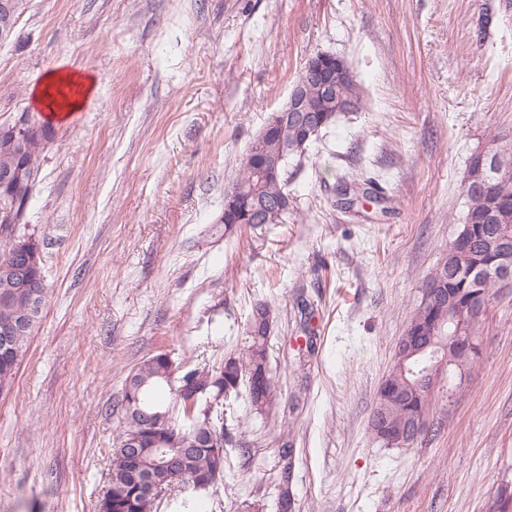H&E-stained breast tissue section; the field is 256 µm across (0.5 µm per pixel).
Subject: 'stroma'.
<instances>
[{
    "label": "stroma",
    "instance_id": "35a3bbf8",
    "mask_svg": "<svg viewBox=\"0 0 512 512\" xmlns=\"http://www.w3.org/2000/svg\"><path fill=\"white\" fill-rule=\"evenodd\" d=\"M321 51L347 61L362 109L289 161L287 223L225 235V188ZM58 65L96 89L55 123L17 227L42 245L48 297L0 394V512H97L131 369L161 348L242 353L262 301L280 404L240 407L250 452H232L223 483L186 489L198 512L248 496L277 512L285 432L295 512H497L512 496V288L456 396L435 392L437 431L393 447L369 422L463 222L471 157L512 144V0H26L0 41V125L35 111L32 87ZM347 173L377 178L387 204L330 207ZM310 329L320 347L302 360Z\"/></svg>",
    "mask_w": 512,
    "mask_h": 512
}]
</instances>
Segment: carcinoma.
<instances>
[{"label":"carcinoma","mask_w":512,"mask_h":512,"mask_svg":"<svg viewBox=\"0 0 512 512\" xmlns=\"http://www.w3.org/2000/svg\"><path fill=\"white\" fill-rule=\"evenodd\" d=\"M24 11L23 0H0V29L13 31L19 16ZM308 94L312 106L320 109L316 113L322 128L335 124L340 116L329 111L320 98L315 82L307 80ZM362 101L360 85L356 80L341 81L338 102ZM317 141L312 137L300 146V135L291 126L279 127L266 135H258L248 146L242 159L241 171L226 192L242 190L244 197L254 201L273 198H292L288 190L286 169L288 161L303 157ZM284 154L276 175H263L253 164L252 155L261 152L267 155ZM44 144L34 140L19 142L15 151L30 164L33 170L41 168ZM372 179L340 178L336 193L341 204L351 208L364 198L375 193ZM496 195L509 201L501 223L512 227V168L502 171L497 177ZM495 247L493 236L481 234L471 237L470 252L456 258L454 269L448 277L434 281L438 288H450L467 298L479 294L485 304H490L495 288L499 286L494 271ZM22 301L0 297V323L14 319ZM42 314H36L28 328L13 338V356L0 358V393L9 389L18 366L28 351L32 336L40 323ZM274 319L272 306L267 302L254 305L247 322L246 333L249 346L246 356L233 353L213 363L193 366L178 363L169 353L159 351L137 364L128 374L117 407L123 415L124 430L120 433L117 448L112 452L109 486L100 500L99 512H158L162 496L172 487L187 481L193 488L205 490L224 480L229 465L227 449L224 448L229 430L239 425L236 404L240 397L247 399L250 410L266 415L278 404L281 387L268 369V342ZM414 377L392 367L385 388L378 389L373 415L386 417L388 434L374 433V437L388 445L410 447L415 442L407 441L403 423L416 414L423 405L425 388L413 385ZM180 387L191 385L203 390L206 398L192 399L187 393L175 401L166 403L158 391L165 385ZM401 386L405 398L401 401L386 392L388 388ZM159 412L161 416L149 426L143 424L138 410ZM140 440V454L126 453V442ZM185 448L180 456L178 471L163 466L159 452Z\"/></svg>","instance_id":"obj_1"}]
</instances>
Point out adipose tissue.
<instances>
[{
    "instance_id": "1",
    "label": "adipose tissue",
    "mask_w": 512,
    "mask_h": 512,
    "mask_svg": "<svg viewBox=\"0 0 512 512\" xmlns=\"http://www.w3.org/2000/svg\"><path fill=\"white\" fill-rule=\"evenodd\" d=\"M94 87L92 76L57 66L49 70L37 84L33 100L53 117L68 118L83 108Z\"/></svg>"
}]
</instances>
